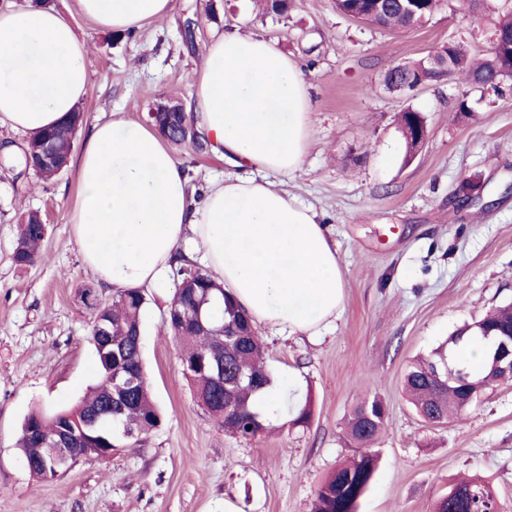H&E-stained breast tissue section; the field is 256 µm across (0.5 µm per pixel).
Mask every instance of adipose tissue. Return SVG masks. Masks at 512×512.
<instances>
[{
  "label": "adipose tissue",
  "instance_id": "adipose-tissue-1",
  "mask_svg": "<svg viewBox=\"0 0 512 512\" xmlns=\"http://www.w3.org/2000/svg\"><path fill=\"white\" fill-rule=\"evenodd\" d=\"M96 28L141 30L175 0H76ZM88 43L39 0L0 7V126L33 135L60 122L89 87ZM311 85L288 53L256 34L215 37L194 70L185 110L210 153L246 176L190 187L155 130L121 116L95 124L77 156L70 214L84 262L118 290L155 288L178 252L200 254L251 318L291 333L335 320L344 287L317 213L273 188L299 169L313 136Z\"/></svg>",
  "mask_w": 512,
  "mask_h": 512
}]
</instances>
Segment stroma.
I'll return each instance as SVG.
<instances>
[{
	"label": "stroma",
	"instance_id": "35a3bbf8",
	"mask_svg": "<svg viewBox=\"0 0 512 512\" xmlns=\"http://www.w3.org/2000/svg\"><path fill=\"white\" fill-rule=\"evenodd\" d=\"M48 2L89 42L79 143L113 111L142 123L156 98L188 100L193 69L224 32L261 35L299 61L312 85L314 135L301 169L271 180L317 212L336 248L344 307L316 336L258 325L268 369L279 384L296 381L289 402H311L312 415L303 426L281 416L245 440L200 405L162 330L174 283L145 289L142 357L161 426L110 460L86 458L55 479L33 478L17 446L24 418L37 407L74 406L98 379L93 316L80 291L92 287L106 302L116 292L73 239L72 170L42 183L0 166V512H224L228 499L239 512H310L321 481L353 452L349 414L375 395L388 421L358 512H432L449 480L471 474L490 482L501 512H512V381L441 427L419 417L403 392L415 356L512 302V86L497 94L442 80L404 95L383 83L393 67L451 39L487 53L486 14L453 2L425 26L391 31L340 14L335 0H291L281 15L260 12L254 0H175L170 17L128 39L94 29L75 0ZM463 99L472 116L459 113ZM407 108L429 127L411 157L397 128ZM173 152L199 189L240 172L188 144ZM468 177L477 187L461 207L456 192ZM32 210L47 226V259L20 268L12 254Z\"/></svg>",
	"mask_w": 512,
	"mask_h": 512
}]
</instances>
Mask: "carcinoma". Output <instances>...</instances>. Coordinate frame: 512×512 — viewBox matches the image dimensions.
I'll use <instances>...</instances> for the list:
<instances>
[{
	"mask_svg": "<svg viewBox=\"0 0 512 512\" xmlns=\"http://www.w3.org/2000/svg\"><path fill=\"white\" fill-rule=\"evenodd\" d=\"M447 0H423L421 7L410 10L403 0H387L372 23L388 29H410L426 25ZM336 8L348 16L369 14L375 9L372 0H336ZM493 33L502 47L512 45V8L495 12ZM453 70V79L467 86L498 91L512 79V58L489 52L473 58L467 50L450 41L444 44ZM443 62L433 64L429 58L403 64L390 70L384 85L395 92L412 91L415 85L435 82L441 76ZM83 112L73 111L60 124L39 131L28 138L20 166L42 181L59 176L67 166L74 139L83 124ZM147 121L164 139L173 144L192 143L203 153L206 142L187 117L170 111L163 99L152 102ZM47 234L40 213L30 211L19 226L13 261L27 267L46 260L41 251ZM174 299L163 321L177 342L191 357L198 359L199 369L187 379L201 405L224 431L243 439L264 434L271 422L273 409L256 405L258 395L270 390L275 377L264 362V343L251 319L224 286L207 272L182 263L176 269ZM145 295L139 289L118 292L112 302L94 307L90 343L99 363V381L73 407L46 414L35 410L21 425L19 445L29 473L38 479L58 477L50 459L47 440L80 420L88 425L85 445L92 448H121L161 425V414L153 401L145 375L140 337L143 331ZM107 330L108 342L98 339L97 328ZM512 334V303L500 306L483 318L456 329L445 343L415 363L407 371L404 387L416 412L425 421L440 425L462 414L488 389L496 386L504 371L492 364L488 353L481 369L474 372L456 365L454 350L465 340L481 337L492 342ZM224 372V386L215 377ZM135 379L137 383L127 399L116 394V375ZM387 411L375 395L358 404L348 421L347 435L354 453L336 467L320 484L312 512H357L360 498L368 489L377 468L378 455L373 444L385 430ZM433 512H500L499 502L488 484L479 478L454 481L448 492L435 502Z\"/></svg>",
	"mask_w": 512,
	"mask_h": 512,
	"instance_id": "obj_1",
	"label": "carcinoma"
}]
</instances>
